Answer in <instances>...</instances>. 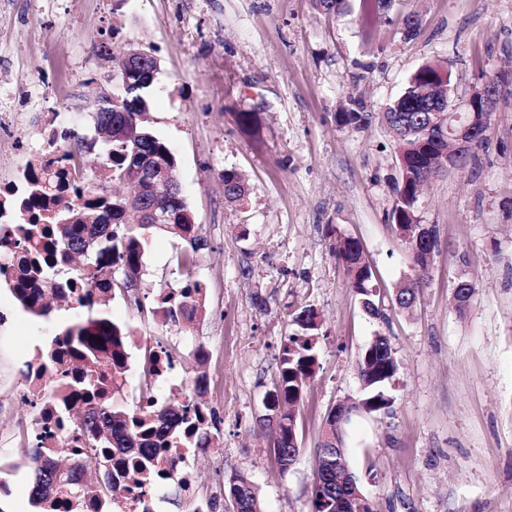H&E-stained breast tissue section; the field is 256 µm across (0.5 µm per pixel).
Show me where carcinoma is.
<instances>
[{"instance_id": "carcinoma-1", "label": "carcinoma", "mask_w": 512, "mask_h": 512, "mask_svg": "<svg viewBox=\"0 0 512 512\" xmlns=\"http://www.w3.org/2000/svg\"><path fill=\"white\" fill-rule=\"evenodd\" d=\"M442 92L451 87L448 70L427 62L406 80L402 94L387 103L382 118L398 149L399 179L395 185L392 220L396 233L410 250L409 259L415 278L404 282L395 293L403 309L412 307L420 280L429 272L438 246L434 226L420 223L418 202L423 186L447 172L466 169L474 149L448 155V142L435 123L440 104L432 100L431 88ZM154 92V74L142 66L131 83L113 86L112 100L97 113V128L112 134L101 139L105 154L100 166L114 182L129 180L134 169L165 166L171 175L169 196L164 199L168 232L196 242L191 209L182 198L176 179L177 160L168 142L147 127L142 120L149 111ZM372 113L363 102L352 101L350 111L340 114L343 123L363 128ZM224 192L231 200L245 196L241 176L224 172ZM152 224L130 221L127 197L107 193L104 187L87 186L76 196V203L66 205L47 218L45 224H22L19 236L0 243V257L15 271V299L35 316L47 317L51 304L45 301L51 280L71 279L75 285H89L76 294L74 303L90 312L86 320L66 326L47 344L42 356H54L72 368L64 385L62 401L69 412L70 428L80 435L77 448H45L50 433L31 434L29 463L35 472L29 490V503L35 512H125L129 505L116 497L114 473L139 489L175 484L187 494L194 480L184 472L194 473L186 464L180 471L168 465L169 455L181 448H207L212 445L210 427L204 425V404L195 398L200 380L188 384L178 397L144 406L129 405L123 398V366L129 360L128 338L132 331L120 326L103 310L106 296L112 292L115 273L123 274L125 288L135 287L142 269L145 244ZM336 258L347 272L349 288L359 297L362 307L372 316L383 317L376 302L372 268L365 261L359 240L346 237L334 247ZM193 255L177 259L184 277L183 289H199L200 281H191ZM475 294L473 284L460 280L455 289L457 308L462 310ZM153 313L166 321L182 317L194 319L175 293H159L154 298ZM296 330L284 340L277 366L274 389L267 406L277 410L274 448L280 453L283 468L299 457L296 416L288 406L298 402L318 367L321 321L312 308H304L293 317ZM358 371L364 397L360 400L366 413L389 412L392 397L389 388L396 381L398 363L386 336L378 334L362 352ZM336 435L332 415H327L317 454L318 479L312 490V512H373L369 504L355 497L358 481L344 468L330 467L326 457L336 452L328 436ZM93 459L103 468L100 481L90 486L81 476L82 463ZM228 497L240 512H263L259 494L245 475L230 479Z\"/></svg>"}]
</instances>
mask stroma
I'll list each match as a JSON object with an SVG mask.
<instances>
[{
	"label": "stroma",
	"mask_w": 512,
	"mask_h": 512,
	"mask_svg": "<svg viewBox=\"0 0 512 512\" xmlns=\"http://www.w3.org/2000/svg\"><path fill=\"white\" fill-rule=\"evenodd\" d=\"M0 14V83L18 75L56 81L64 61L107 46L94 81L69 104L94 117L107 75L132 49L159 60L149 126L171 145L197 245L157 229L137 288L150 297L183 285L176 257L195 249L208 286L200 321L167 324L115 289L110 318L131 327L133 363L162 341L181 359L204 346L222 373L214 447L194 460L196 499H224L234 474L259 490L265 512H312L315 454L330 408L362 396L357 362L384 334L399 363L386 413H353L342 428L350 471L374 512H512V0H351L327 13L315 0H56L51 14L9 0ZM419 27L405 35V21ZM28 31L26 51L16 31ZM447 64L455 97L498 79L484 143L464 172L433 180L419 210L438 247L412 309L392 295L413 268L391 212L396 145L380 119L407 76ZM374 117L339 122L349 98ZM255 115L253 128L237 115ZM242 174L248 194L224 195L222 176ZM357 238L386 296L372 318L347 284L328 234ZM475 287L458 310L457 279ZM322 319L319 367L297 409L300 456L282 468L265 421L292 316ZM58 325L16 312L0 327V480L8 512H32L26 431L33 409L20 395L35 347Z\"/></svg>",
	"instance_id": "1"
}]
</instances>
